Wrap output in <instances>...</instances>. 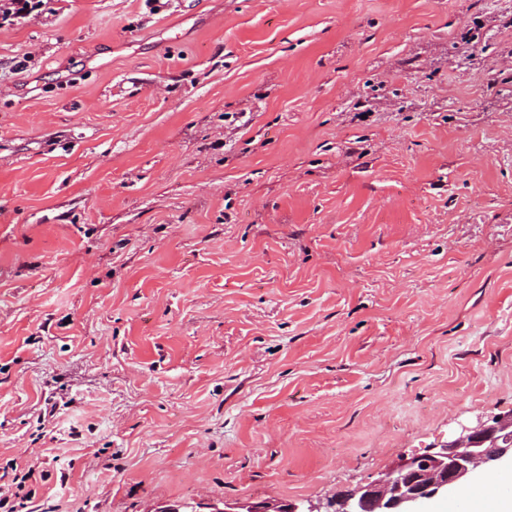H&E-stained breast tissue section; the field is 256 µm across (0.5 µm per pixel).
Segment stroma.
Instances as JSON below:
<instances>
[{
  "label": "stroma",
  "instance_id": "35a3bbf8",
  "mask_svg": "<svg viewBox=\"0 0 512 512\" xmlns=\"http://www.w3.org/2000/svg\"><path fill=\"white\" fill-rule=\"evenodd\" d=\"M512 412V0H46L0 29V491L323 500Z\"/></svg>",
  "mask_w": 512,
  "mask_h": 512
}]
</instances>
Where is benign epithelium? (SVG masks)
Segmentation results:
<instances>
[{
    "label": "benign epithelium",
    "instance_id": "obj_1",
    "mask_svg": "<svg viewBox=\"0 0 512 512\" xmlns=\"http://www.w3.org/2000/svg\"><path fill=\"white\" fill-rule=\"evenodd\" d=\"M512 459V413L464 426L459 435L428 452L404 458L380 478L335 494L326 503L226 502L217 512H427L458 491L479 468Z\"/></svg>",
    "mask_w": 512,
    "mask_h": 512
}]
</instances>
